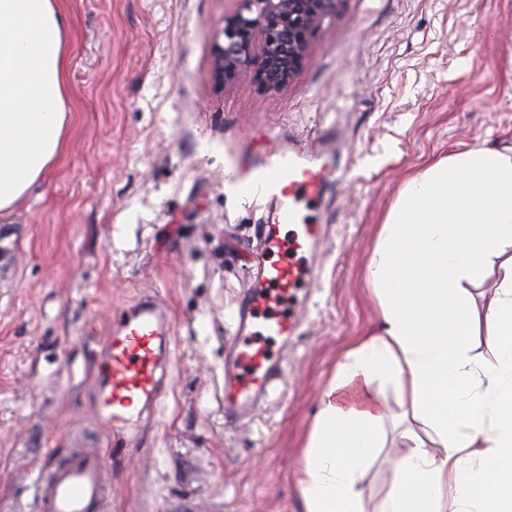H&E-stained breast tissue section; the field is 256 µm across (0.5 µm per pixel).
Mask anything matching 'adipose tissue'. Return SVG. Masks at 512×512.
Masks as SVG:
<instances>
[{
    "label": "adipose tissue",
    "mask_w": 512,
    "mask_h": 512,
    "mask_svg": "<svg viewBox=\"0 0 512 512\" xmlns=\"http://www.w3.org/2000/svg\"><path fill=\"white\" fill-rule=\"evenodd\" d=\"M68 29L57 0H0V218L64 150ZM364 281L378 329L321 390L298 512H365L360 480L385 441L378 379L427 431H402L377 512H512V146L456 150L410 177Z\"/></svg>",
    "instance_id": "ef3b65f1"
}]
</instances>
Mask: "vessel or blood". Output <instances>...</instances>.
Segmentation results:
<instances>
[{
    "label": "vessel or blood",
    "instance_id": "b4317fda",
    "mask_svg": "<svg viewBox=\"0 0 512 512\" xmlns=\"http://www.w3.org/2000/svg\"><path fill=\"white\" fill-rule=\"evenodd\" d=\"M336 139L315 147L292 145L269 156L251 194L269 195L261 226L265 258L237 315V347L224 363V416H246L283 377L280 358L268 339H289L298 331L292 310L297 293L315 279L309 246L321 235L312 212L328 191ZM172 325L161 301L141 298L112 323L100 343L95 379V416L114 433L130 437L134 426L161 394L163 359ZM110 497L103 449L72 448L36 477L37 512H106Z\"/></svg>",
    "mask_w": 512,
    "mask_h": 512
}]
</instances>
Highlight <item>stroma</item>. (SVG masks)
<instances>
[{
	"label": "stroma",
	"mask_w": 512,
	"mask_h": 512,
	"mask_svg": "<svg viewBox=\"0 0 512 512\" xmlns=\"http://www.w3.org/2000/svg\"><path fill=\"white\" fill-rule=\"evenodd\" d=\"M70 116L59 162L0 219V512H34L33 480L100 448L108 512H297L292 483L337 359L375 328L363 280L404 182L453 149L512 145V0H341L286 87L216 88L213 29L235 0H59ZM337 131L313 213L322 269L284 382L224 417V354L254 275L265 157ZM157 295L173 324L169 384L129 441L95 419L93 355L113 314ZM361 487L386 495L402 408Z\"/></svg>",
	"instance_id": "1"
}]
</instances>
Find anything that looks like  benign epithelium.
Masks as SVG:
<instances>
[{"label":"benign epithelium","instance_id":"7a95c632","mask_svg":"<svg viewBox=\"0 0 512 512\" xmlns=\"http://www.w3.org/2000/svg\"><path fill=\"white\" fill-rule=\"evenodd\" d=\"M211 43V73L223 87L250 76L265 89L290 84L303 68L311 39L341 0H238Z\"/></svg>","mask_w":512,"mask_h":512}]
</instances>
